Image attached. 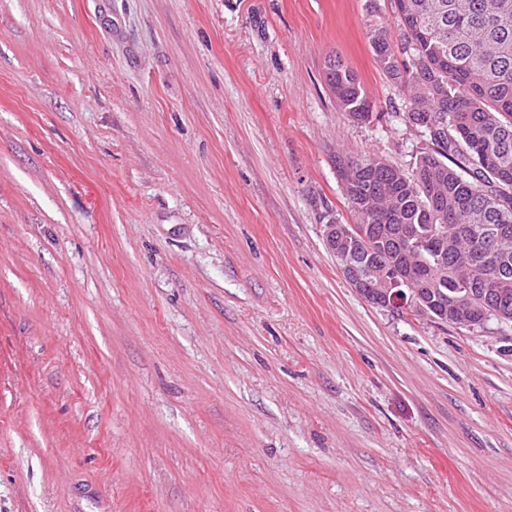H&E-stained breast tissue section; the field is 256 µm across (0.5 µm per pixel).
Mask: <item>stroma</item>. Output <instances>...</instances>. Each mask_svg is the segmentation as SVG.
<instances>
[{
    "mask_svg": "<svg viewBox=\"0 0 512 512\" xmlns=\"http://www.w3.org/2000/svg\"><path fill=\"white\" fill-rule=\"evenodd\" d=\"M373 21L0 0V512H512V322L377 307L322 236L337 157L424 145ZM325 75L339 108L355 120H369L370 105L356 75L338 59L329 60Z\"/></svg>",
    "mask_w": 512,
    "mask_h": 512,
    "instance_id": "35a3bbf8",
    "label": "stroma"
}]
</instances>
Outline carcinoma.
Here are the masks:
<instances>
[{"label":"carcinoma","mask_w":512,"mask_h":512,"mask_svg":"<svg viewBox=\"0 0 512 512\" xmlns=\"http://www.w3.org/2000/svg\"><path fill=\"white\" fill-rule=\"evenodd\" d=\"M397 4L400 46L373 21L371 48L408 94L425 147L410 172L377 155L336 161L361 219L337 251L367 261L373 289L401 273L432 304L467 295L476 327L488 320L485 303L512 322V0ZM326 81L340 109L370 119L360 82L340 60H329Z\"/></svg>","instance_id":"carcinoma-1"}]
</instances>
